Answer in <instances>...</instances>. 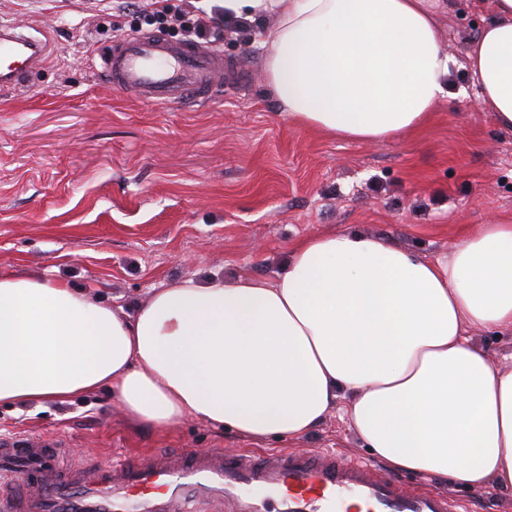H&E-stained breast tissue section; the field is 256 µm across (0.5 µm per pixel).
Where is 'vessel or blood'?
I'll use <instances>...</instances> for the list:
<instances>
[{"label": "vessel or blood", "instance_id": "b4317fda", "mask_svg": "<svg viewBox=\"0 0 512 512\" xmlns=\"http://www.w3.org/2000/svg\"><path fill=\"white\" fill-rule=\"evenodd\" d=\"M42 40L0 26V86L16 88L46 64ZM101 72L154 105L200 102L224 80L213 49L159 34L116 41ZM62 443L0 442V512H457L368 462L334 451L259 457L186 448L104 467L59 464Z\"/></svg>", "mask_w": 512, "mask_h": 512}]
</instances>
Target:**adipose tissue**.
Wrapping results in <instances>:
<instances>
[{"mask_svg":"<svg viewBox=\"0 0 512 512\" xmlns=\"http://www.w3.org/2000/svg\"><path fill=\"white\" fill-rule=\"evenodd\" d=\"M255 24L290 125L365 142L425 129L449 94L446 0H206ZM467 51L479 103L512 131V0ZM275 281L188 280L132 311L62 279L0 275V405L108 390L130 419L198 417L250 442L311 433L347 397L391 468L512 491V370L468 330L512 334V224L435 261L355 231L296 242Z\"/></svg>","mask_w":512,"mask_h":512,"instance_id":"adipose-tissue-1","label":"adipose tissue"}]
</instances>
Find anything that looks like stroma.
I'll return each instance as SVG.
<instances>
[{"instance_id":"1","label":"stroma","mask_w":512,"mask_h":512,"mask_svg":"<svg viewBox=\"0 0 512 512\" xmlns=\"http://www.w3.org/2000/svg\"><path fill=\"white\" fill-rule=\"evenodd\" d=\"M174 12L166 29L153 15ZM199 42L238 68L194 106H156L109 87L87 55L131 33ZM0 22L29 25L48 61L23 91L0 90V273L60 277L126 307L189 279L272 281L293 244L358 231L433 260L481 224L512 220V132L482 110L466 68L483 25L471 0H451L439 32L450 97L423 133L380 142L290 127L263 73L252 25L207 12L203 0H0ZM337 400L309 435L268 448L370 452ZM55 438L66 461L103 466L154 452L242 453L250 442L188 417L165 431L130 426L121 402L99 392L58 406L0 407V440ZM410 485L464 512H512V492L477 493L431 475Z\"/></svg>"}]
</instances>
